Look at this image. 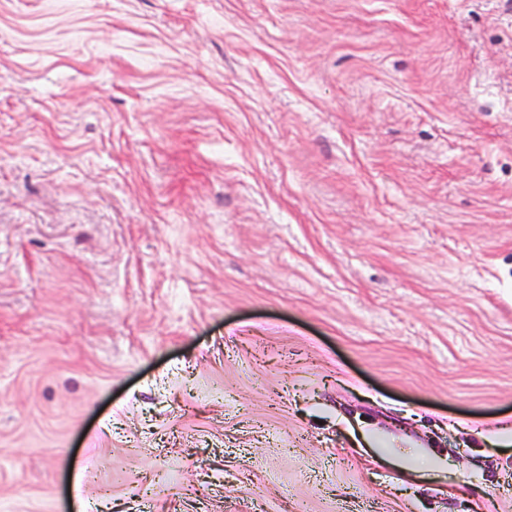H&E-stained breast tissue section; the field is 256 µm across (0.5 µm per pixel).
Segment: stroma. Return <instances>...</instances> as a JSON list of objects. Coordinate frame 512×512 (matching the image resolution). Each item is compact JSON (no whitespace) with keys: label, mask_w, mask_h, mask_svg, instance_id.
I'll use <instances>...</instances> for the list:
<instances>
[{"label":"stroma","mask_w":512,"mask_h":512,"mask_svg":"<svg viewBox=\"0 0 512 512\" xmlns=\"http://www.w3.org/2000/svg\"><path fill=\"white\" fill-rule=\"evenodd\" d=\"M0 512H512V0H0Z\"/></svg>","instance_id":"stroma-1"}]
</instances>
